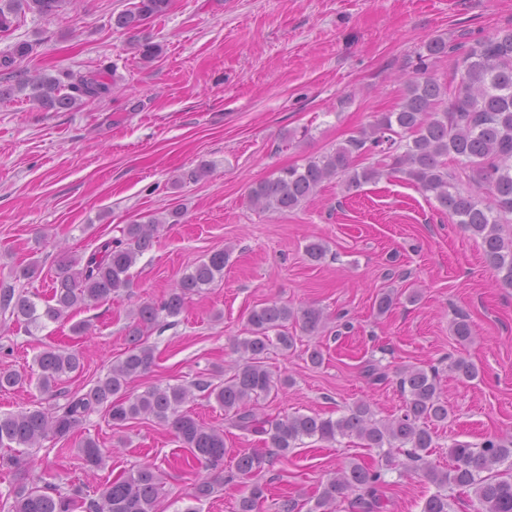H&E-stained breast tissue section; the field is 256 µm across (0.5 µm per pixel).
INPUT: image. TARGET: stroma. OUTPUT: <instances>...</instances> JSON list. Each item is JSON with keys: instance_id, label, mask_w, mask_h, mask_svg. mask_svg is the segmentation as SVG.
Instances as JSON below:
<instances>
[{"instance_id": "35a3bbf8", "label": "stroma", "mask_w": 512, "mask_h": 512, "mask_svg": "<svg viewBox=\"0 0 512 512\" xmlns=\"http://www.w3.org/2000/svg\"><path fill=\"white\" fill-rule=\"evenodd\" d=\"M131 0H67L49 18L32 14L0 33V55L20 41L34 52L21 69L58 75L116 66L123 80L112 96L66 112L45 111L21 93L0 99V284L45 294L59 253H82L98 239L120 236L125 225L181 211L163 224L132 268L133 286L112 302L72 312L34 333L0 314V370L35 373L47 346L78 351L81 366L61 387L77 392L105 377L127 349L131 312L175 288L211 252L230 249L224 276L186 310L152 327L151 370L130 385L219 383L237 360L233 344L246 334L252 308L278 301L324 309L331 322L316 336H299L293 350L271 352L268 364L291 386L261 401L272 418L295 412L339 417L357 402L377 418L398 413L401 367L436 372L449 416L428 457L447 469L456 441L478 444L512 435V288H499L480 241L452 224L434 200L402 178H383L347 194L325 184L308 204L288 213L250 207L247 190L283 168L344 142L374 115L400 103L416 75L424 43L443 38L474 43L512 28V0H173L143 34L161 46L142 62L113 20ZM205 178L172 188L199 164ZM328 248L310 261L309 241ZM39 262V273L17 271ZM397 300L385 315L374 309L383 289ZM417 302H409L410 292ZM468 315L471 343L450 331L456 312ZM90 323L88 336L72 324ZM320 346L322 366L306 350ZM480 369L469 383L449 369L451 358ZM385 372L375 383L368 363ZM189 407L202 423L224 429L233 453L259 447L258 437L230 429L224 411L205 392ZM92 437L109 455L88 471L78 443ZM172 430L153 419L116 429L92 414L68 439L44 442L25 472L0 470V502L20 481L56 484L61 491H93L143 463L158 467L164 512H236L243 483H224L194 502L210 478L184 462ZM378 463L357 439L306 440L295 454L272 455L261 475L266 498L259 512H275L279 495L305 500L350 460ZM383 512H421L435 491L423 470L385 471Z\"/></svg>"}]
</instances>
